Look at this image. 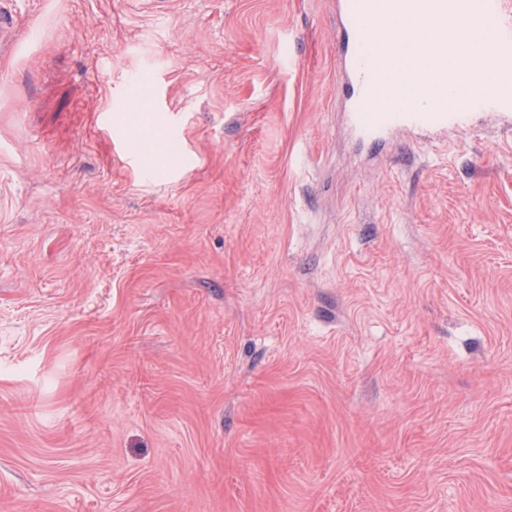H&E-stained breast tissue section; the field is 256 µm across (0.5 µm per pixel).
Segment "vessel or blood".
<instances>
[{"label": "vessel or blood", "instance_id": "b4317fda", "mask_svg": "<svg viewBox=\"0 0 512 512\" xmlns=\"http://www.w3.org/2000/svg\"><path fill=\"white\" fill-rule=\"evenodd\" d=\"M411 6V0H339L337 4L345 20L342 91L350 101L353 128L368 137L392 130L465 133L479 113L492 114L504 127H512V0H429L433 17L458 26L445 55L462 56L465 44L477 40L488 51L486 65L475 70L464 63L452 74L440 65L422 67L413 93L427 100V108L401 103L383 110L371 108L372 97L384 89V71L363 38V26Z\"/></svg>", "mask_w": 512, "mask_h": 512}]
</instances>
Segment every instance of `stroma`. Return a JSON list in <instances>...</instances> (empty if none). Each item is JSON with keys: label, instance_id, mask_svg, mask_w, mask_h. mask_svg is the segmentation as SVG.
<instances>
[{"label": "stroma", "instance_id": "1", "mask_svg": "<svg viewBox=\"0 0 512 512\" xmlns=\"http://www.w3.org/2000/svg\"><path fill=\"white\" fill-rule=\"evenodd\" d=\"M0 21V512H512V128L362 140L336 0Z\"/></svg>", "mask_w": 512, "mask_h": 512}]
</instances>
